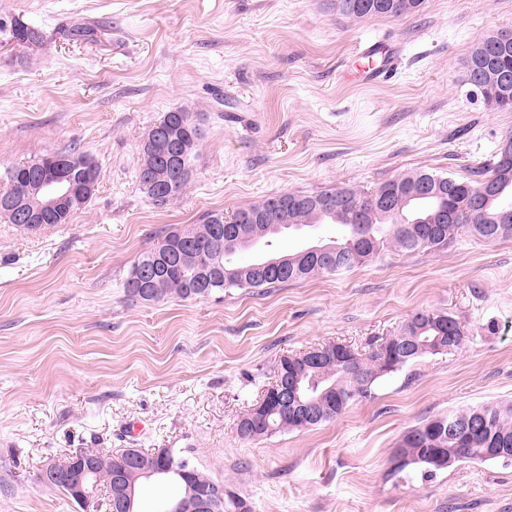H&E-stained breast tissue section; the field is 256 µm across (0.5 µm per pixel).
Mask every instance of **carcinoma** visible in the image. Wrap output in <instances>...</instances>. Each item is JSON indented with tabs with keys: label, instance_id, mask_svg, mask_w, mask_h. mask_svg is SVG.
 Segmentation results:
<instances>
[{
	"label": "carcinoma",
	"instance_id": "carcinoma-1",
	"mask_svg": "<svg viewBox=\"0 0 512 512\" xmlns=\"http://www.w3.org/2000/svg\"><path fill=\"white\" fill-rule=\"evenodd\" d=\"M424 0H336V10L348 18L400 17L420 10ZM0 33L12 39L37 44L40 31L16 19H0ZM487 70L486 86L498 88L499 97L489 102L512 108V84L496 86V75L512 73V43L502 46L489 35L477 42L467 68ZM159 123L170 128L182 145L174 157L163 156L148 145L142 146L139 179L158 205L177 199L191 174L192 153L201 138L200 127L190 113L173 109ZM68 178L76 184L99 176L92 158L73 152H55ZM43 158L17 164L5 171L12 192L37 181ZM167 170L169 184L152 185L154 171ZM512 158H498L490 173L475 180H460L445 173L418 170L378 186L370 193L353 187H334L316 193L289 192L237 209L233 218L248 216L243 224H233L222 212H211L188 230L167 233L162 243L145 252L135 262L125 280L127 294L142 302H159L170 296L192 299L232 288H272L278 284L307 279L313 275L348 271L371 260L383 247L401 253L424 248H444L456 234L466 229L488 243L512 238ZM336 224L341 235L333 247L319 256H305L298 250L288 254V262L265 267L263 261L238 263L234 255L249 245H232L231 236L249 237L270 243L285 228L299 229L314 224ZM464 341L461 325L447 315L417 313L400 330L383 339L367 356L343 358L337 345L313 351L283 355L273 378H291L300 388L304 407L285 405L268 397L258 414L237 426L246 441L277 433L307 430L342 415L354 403L372 397L377 381L426 355L451 353ZM489 448H504V461L512 460V403L462 407L429 417L408 430L395 451V471L421 467L431 476L440 467L435 457H452L457 462H486ZM118 457L97 455L94 478L99 486L113 485V466ZM186 481L170 473L165 481L184 494L187 485H206L212 478L195 470ZM249 501L237 493L224 497L221 512H253Z\"/></svg>",
	"mask_w": 512,
	"mask_h": 512
}]
</instances>
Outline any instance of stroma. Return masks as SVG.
<instances>
[{"label": "stroma", "instance_id": "obj_1", "mask_svg": "<svg viewBox=\"0 0 512 512\" xmlns=\"http://www.w3.org/2000/svg\"><path fill=\"white\" fill-rule=\"evenodd\" d=\"M40 30L0 35V186L7 168L93 158L92 200L30 232L0 218V512H82L42 486L70 451L171 448L254 512H512V461L395 473L411 427L512 401V238L462 231L444 249L270 289L144 303L138 257L200 216L289 191L370 192L419 169L472 179L512 135V109L473 86L475 44L512 29V0H424L347 18L336 0H0ZM93 28L91 41L70 32ZM202 129L178 199L154 203L141 145L163 113ZM465 341L380 379L318 427L246 442L236 423L284 354L367 353L419 312Z\"/></svg>", "mask_w": 512, "mask_h": 512}]
</instances>
